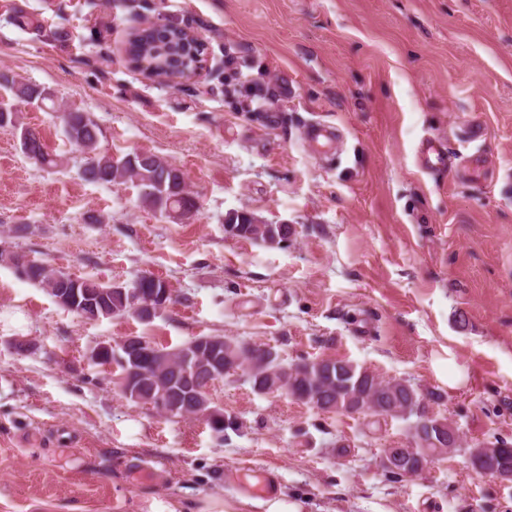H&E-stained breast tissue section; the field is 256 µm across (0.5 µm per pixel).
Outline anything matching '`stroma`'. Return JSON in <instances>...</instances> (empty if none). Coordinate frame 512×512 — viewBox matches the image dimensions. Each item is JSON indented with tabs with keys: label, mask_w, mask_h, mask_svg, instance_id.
<instances>
[{
	"label": "stroma",
	"mask_w": 512,
	"mask_h": 512,
	"mask_svg": "<svg viewBox=\"0 0 512 512\" xmlns=\"http://www.w3.org/2000/svg\"><path fill=\"white\" fill-rule=\"evenodd\" d=\"M171 24L204 44L200 69L143 74L132 32ZM0 73L87 114L113 156L177 165L200 204L175 223L135 184L85 181L46 107L20 104L21 120L62 167L0 128V231L28 229L13 246L104 283L150 273L172 294L152 321L89 323L0 266V512H266L233 476L244 466L275 471L301 512H512V482L467 454L512 441V0H0ZM317 120L338 152L311 149ZM429 137L446 169L420 166ZM233 210L294 233L229 237ZM208 335L437 393L467 448L396 479L382 455L411 446L407 421L259 394L236 372L210 389L239 425L218 434L126 399L118 368L90 357L127 336Z\"/></svg>",
	"instance_id": "stroma-1"
}]
</instances>
